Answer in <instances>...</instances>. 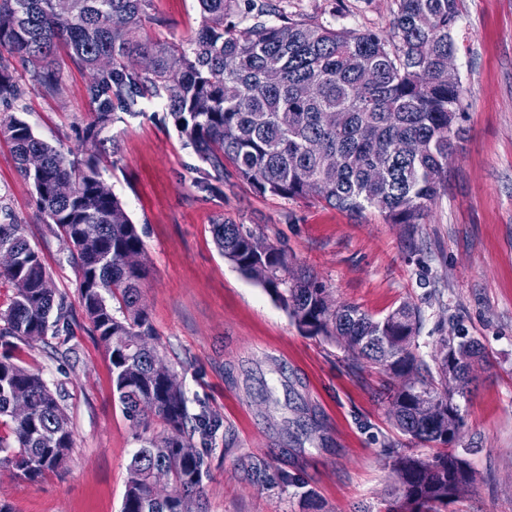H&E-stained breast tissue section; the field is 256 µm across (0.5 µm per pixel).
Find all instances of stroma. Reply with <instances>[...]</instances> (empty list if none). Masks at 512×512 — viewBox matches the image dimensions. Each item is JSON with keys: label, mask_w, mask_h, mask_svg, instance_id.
I'll return each instance as SVG.
<instances>
[{"label": "stroma", "mask_w": 512, "mask_h": 512, "mask_svg": "<svg viewBox=\"0 0 512 512\" xmlns=\"http://www.w3.org/2000/svg\"><path fill=\"white\" fill-rule=\"evenodd\" d=\"M270 9V21L301 19L338 30H386L395 0H235L236 15ZM142 38L178 43L200 25L197 0H151ZM453 37L464 112L448 183L415 236L373 211L353 217L317 197L259 195L234 172L216 190L195 185L200 161L153 103L110 132L118 154L100 168L138 225L150 272L142 298L160 356L177 372L190 413L224 422V444L208 456L204 512H377L397 477L383 447L404 442L381 398L377 366L351 368L343 348L303 335L258 284L216 249L215 219L262 225L269 241L329 289L380 319L403 303L422 315L420 351L432 358L441 337L462 331L484 357L461 406L462 447L474 475L448 512H512V0H465ZM60 99L28 87L24 117L42 140L65 149L93 118L88 73L60 54ZM0 194L56 286L78 304L77 271L66 243L43 224L31 186L0 139ZM67 368L43 344H19L21 365L49 385L64 384L74 433L68 466L28 482L0 468V503L11 512H119L127 466L141 443L112 397L106 350L83 314L70 338ZM265 470H256V460ZM298 476L297 489L281 473Z\"/></svg>", "instance_id": "35a3bbf8"}]
</instances>
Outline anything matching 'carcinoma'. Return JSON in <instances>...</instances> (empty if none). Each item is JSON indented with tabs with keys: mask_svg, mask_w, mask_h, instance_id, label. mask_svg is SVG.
I'll list each match as a JSON object with an SVG mask.
<instances>
[{
	"mask_svg": "<svg viewBox=\"0 0 512 512\" xmlns=\"http://www.w3.org/2000/svg\"><path fill=\"white\" fill-rule=\"evenodd\" d=\"M0 0V138L31 184L36 209L69 245L79 303L111 365L112 395L134 425L168 428L132 455L121 512H196L208 450L222 434L218 416L188 410L173 369L156 368L159 351L141 280L147 273L138 227L99 168V151L118 142L105 132L141 112L145 101L168 117L205 164L198 187L230 165L261 195L315 194L352 215L379 213L412 237L448 181V162L461 139L460 86L448 85V53L462 0H396L390 33L337 31L302 20L269 24L261 14L240 28L227 21L234 0H198L201 24L178 45L145 41L150 0ZM91 77L93 120L79 139L83 156L41 139L14 110L24 93L18 66L46 97L62 92L57 51ZM279 75L276 83L268 73ZM0 248L15 253L0 269L11 288L0 311V468L35 482L63 469L73 448L66 393L17 362L18 343L35 341L74 366L68 345L74 322L66 294L0 196ZM214 242L248 279L261 285L307 336L334 342L350 361L384 367L405 378L389 394L400 431L443 451L383 449L398 492L384 512H446L470 482L458 448L471 369L480 343L464 335L440 339L428 363L416 343L421 311L403 304L376 320L354 305H336L329 289L293 266L288 252L258 227L211 225ZM21 388L29 413L16 417L10 396Z\"/></svg>",
	"mask_w": 512,
	"mask_h": 512,
	"instance_id": "cac0c4a2",
	"label": "carcinoma"
}]
</instances>
